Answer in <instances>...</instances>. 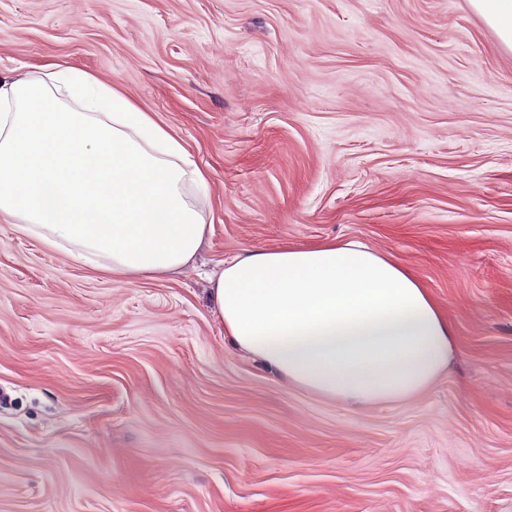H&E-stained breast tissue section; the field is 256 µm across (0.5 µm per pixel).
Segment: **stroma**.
<instances>
[{"mask_svg": "<svg viewBox=\"0 0 512 512\" xmlns=\"http://www.w3.org/2000/svg\"><path fill=\"white\" fill-rule=\"evenodd\" d=\"M113 84L209 177L195 261L129 283L0 223V512H512V52L469 0H0V70ZM358 240L454 329L404 402L229 343L208 273Z\"/></svg>", "mask_w": 512, "mask_h": 512, "instance_id": "1", "label": "stroma"}]
</instances>
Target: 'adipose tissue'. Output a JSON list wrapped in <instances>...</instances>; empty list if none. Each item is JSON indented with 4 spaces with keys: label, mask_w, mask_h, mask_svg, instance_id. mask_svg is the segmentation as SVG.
I'll return each instance as SVG.
<instances>
[{
    "label": "adipose tissue",
    "mask_w": 512,
    "mask_h": 512,
    "mask_svg": "<svg viewBox=\"0 0 512 512\" xmlns=\"http://www.w3.org/2000/svg\"><path fill=\"white\" fill-rule=\"evenodd\" d=\"M470 3L512 51V0ZM208 182L173 132L95 75L0 73V221L126 281L162 277L190 264L211 231ZM209 282L225 337L329 399H409L453 355L427 289L358 241L246 250Z\"/></svg>",
    "instance_id": "ef3b65f1"
}]
</instances>
